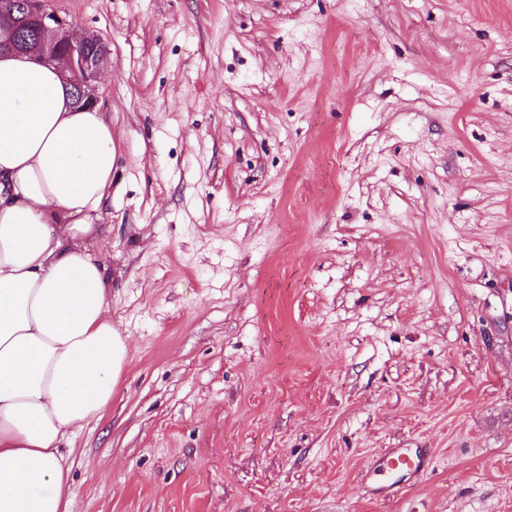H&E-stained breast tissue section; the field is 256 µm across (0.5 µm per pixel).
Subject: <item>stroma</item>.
<instances>
[{"label": "stroma", "mask_w": 512, "mask_h": 512, "mask_svg": "<svg viewBox=\"0 0 512 512\" xmlns=\"http://www.w3.org/2000/svg\"><path fill=\"white\" fill-rule=\"evenodd\" d=\"M52 5L110 45L128 347L70 512H512V0ZM431 464L430 448H382L366 481L375 499L395 498L427 474Z\"/></svg>", "instance_id": "35a3bbf8"}]
</instances>
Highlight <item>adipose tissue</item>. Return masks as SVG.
<instances>
[{
	"label": "adipose tissue",
	"mask_w": 512,
	"mask_h": 512,
	"mask_svg": "<svg viewBox=\"0 0 512 512\" xmlns=\"http://www.w3.org/2000/svg\"><path fill=\"white\" fill-rule=\"evenodd\" d=\"M115 160L110 122L58 68L0 58V512H68L61 448L127 360L94 254Z\"/></svg>",
	"instance_id": "adipose-tissue-1"
}]
</instances>
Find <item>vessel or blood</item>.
Listing matches in <instances>:
<instances>
[{
    "mask_svg": "<svg viewBox=\"0 0 512 512\" xmlns=\"http://www.w3.org/2000/svg\"><path fill=\"white\" fill-rule=\"evenodd\" d=\"M432 464L428 448H384L366 479L374 498L390 499L401 495L407 487L427 474Z\"/></svg>",
    "mask_w": 512,
    "mask_h": 512,
    "instance_id": "1",
    "label": "vessel or blood"
}]
</instances>
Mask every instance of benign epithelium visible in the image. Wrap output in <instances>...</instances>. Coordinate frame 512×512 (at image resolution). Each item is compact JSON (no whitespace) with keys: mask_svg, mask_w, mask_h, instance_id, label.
<instances>
[{"mask_svg":"<svg viewBox=\"0 0 512 512\" xmlns=\"http://www.w3.org/2000/svg\"><path fill=\"white\" fill-rule=\"evenodd\" d=\"M23 55L59 67L63 82L79 107L93 108L96 74L110 54L102 36L76 34L47 0H0V53Z\"/></svg>","mask_w":512,"mask_h":512,"instance_id":"1","label":"benign epithelium"}]
</instances>
